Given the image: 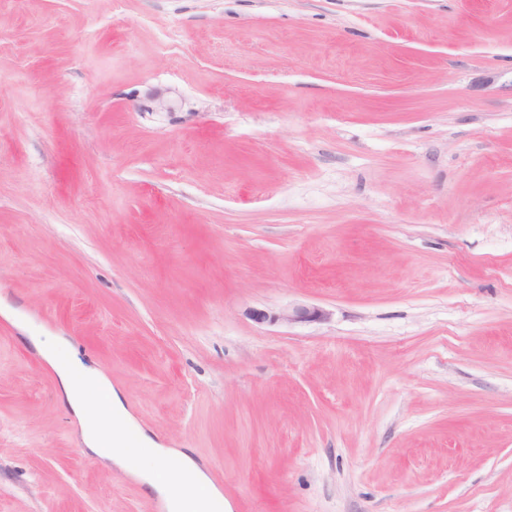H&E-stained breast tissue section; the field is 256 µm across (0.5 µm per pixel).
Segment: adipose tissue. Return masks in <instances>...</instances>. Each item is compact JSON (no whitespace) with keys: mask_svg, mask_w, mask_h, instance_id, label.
<instances>
[{"mask_svg":"<svg viewBox=\"0 0 512 512\" xmlns=\"http://www.w3.org/2000/svg\"><path fill=\"white\" fill-rule=\"evenodd\" d=\"M49 361L54 362L65 400L78 416L83 439L88 449L100 458L112 461L119 470L130 474L155 488L163 500L166 512H180L169 494V487L161 481L162 473L187 477L201 497L218 496L219 491L203 470L187 453L169 448H155L152 456L132 457L116 452L111 447V432L115 424L125 420L128 413L118 392L98 372L86 370L74 372L58 362L56 351H49ZM175 457L173 467H165L167 457Z\"/></svg>","mask_w":512,"mask_h":512,"instance_id":"1","label":"adipose tissue"}]
</instances>
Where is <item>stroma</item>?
<instances>
[{
	"instance_id": "obj_1",
	"label": "stroma",
	"mask_w": 512,
	"mask_h": 512,
	"mask_svg": "<svg viewBox=\"0 0 512 512\" xmlns=\"http://www.w3.org/2000/svg\"><path fill=\"white\" fill-rule=\"evenodd\" d=\"M44 346L224 512H512V0H0V512H163ZM325 310L316 306L298 304L288 307L278 314H269L265 311H254L252 317L257 322L275 323L278 321L290 323L320 322L327 318ZM45 354L55 365L65 400L78 416L84 442L93 454L112 461L119 470L155 488L168 512L182 510L170 497L169 487L172 495L182 502L187 512L194 509L195 496L185 491L181 484L169 476V486L163 483L159 479L162 473L187 477L191 486L202 498L222 497L194 459L182 450L160 448L149 437L141 434V444L155 446L153 454L149 458L143 455L130 457L129 455H138L141 448L134 432L129 431L120 437V431L113 429L119 421L128 419V413L119 393L98 372L86 370L75 373L69 366L57 360L56 350L46 351ZM111 432L112 441L114 436L116 439L120 437L118 447L115 449L126 454H120L114 450L113 446L111 447ZM169 456H174L176 459L175 465L170 468L163 466L164 460Z\"/></svg>"
}]
</instances>
